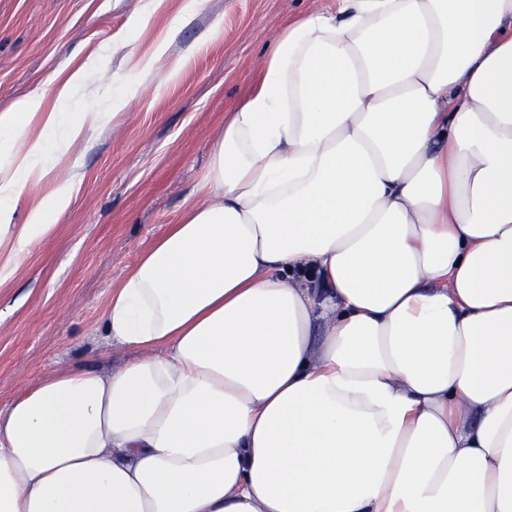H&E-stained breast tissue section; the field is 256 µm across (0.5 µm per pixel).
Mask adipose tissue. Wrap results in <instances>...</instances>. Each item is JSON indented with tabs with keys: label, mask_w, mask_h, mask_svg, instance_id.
Instances as JSON below:
<instances>
[{
	"label": "adipose tissue",
	"mask_w": 512,
	"mask_h": 512,
	"mask_svg": "<svg viewBox=\"0 0 512 512\" xmlns=\"http://www.w3.org/2000/svg\"><path fill=\"white\" fill-rule=\"evenodd\" d=\"M259 68L112 284L129 358L0 409V512H512V0H336ZM90 80L0 112L1 271Z\"/></svg>",
	"instance_id": "adipose-tissue-1"
}]
</instances>
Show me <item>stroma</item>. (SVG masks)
Listing matches in <instances>:
<instances>
[{
    "label": "stroma",
    "mask_w": 512,
    "mask_h": 512,
    "mask_svg": "<svg viewBox=\"0 0 512 512\" xmlns=\"http://www.w3.org/2000/svg\"><path fill=\"white\" fill-rule=\"evenodd\" d=\"M335 0H0V110L30 93L52 107L62 76L88 64L104 99H134L22 189L14 223L68 174L79 176L51 236L0 283V408L42 376L118 368L128 351L99 327L112 283L197 194L224 115L251 90L257 62L299 14ZM185 21L175 38L176 16ZM139 52L167 41L153 69L122 67L120 39Z\"/></svg>",
    "instance_id": "35a3bbf8"
}]
</instances>
